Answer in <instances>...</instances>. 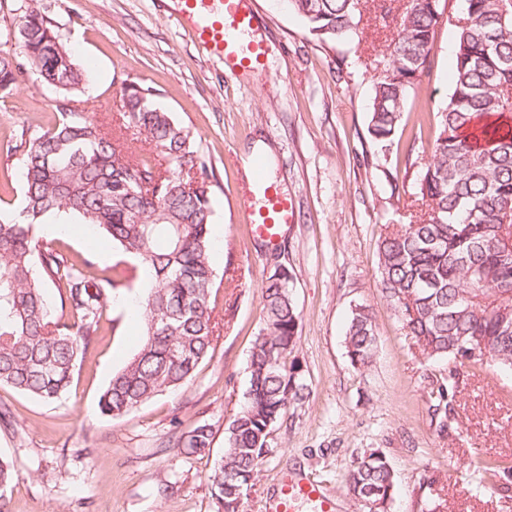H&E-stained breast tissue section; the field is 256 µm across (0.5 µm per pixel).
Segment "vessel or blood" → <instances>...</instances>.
<instances>
[{
	"mask_svg": "<svg viewBox=\"0 0 512 512\" xmlns=\"http://www.w3.org/2000/svg\"><path fill=\"white\" fill-rule=\"evenodd\" d=\"M184 31L209 57L226 68L252 69L260 65L267 48L257 36L259 25L253 0H169ZM255 191L265 201L263 209L245 213L256 235L267 246H277L282 232L294 217L292 200L282 196L264 175H257ZM315 503L317 512H334L332 501L317 485L298 473L283 477L280 495L269 512H293L296 501Z\"/></svg>",
	"mask_w": 512,
	"mask_h": 512,
	"instance_id": "obj_1",
	"label": "vessel or blood"
}]
</instances>
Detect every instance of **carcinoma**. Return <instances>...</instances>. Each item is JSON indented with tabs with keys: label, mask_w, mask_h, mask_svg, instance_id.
Segmentation results:
<instances>
[{
	"label": "carcinoma",
	"mask_w": 512,
	"mask_h": 512,
	"mask_svg": "<svg viewBox=\"0 0 512 512\" xmlns=\"http://www.w3.org/2000/svg\"><path fill=\"white\" fill-rule=\"evenodd\" d=\"M289 2L324 42L364 34L369 0ZM444 11L442 0H409L381 50L388 68L374 83L368 132L386 151L429 67ZM17 37L22 57L0 54V91L26 68L63 100L85 90V71L36 6L27 8ZM455 40L451 89L418 178L420 211L404 229L386 230L377 245L381 288L407 335L428 358L448 360V378L432 392L440 403L453 397L469 365L488 360L512 371V124L501 122L512 120V0H465ZM59 113L24 150L22 219L0 221V386L59 400L102 329L108 299L122 297V281L35 239L36 225L64 214L112 241V269L131 264L148 279L137 304L140 346L99 398L101 414L116 418L181 388L211 349L213 185L206 158L157 106L150 86L124 89L123 111L110 130L82 112ZM129 129L145 135L148 152H129ZM290 281L288 271L275 268L262 289L249 387L209 475L220 512H240L267 452L268 429L304 399L307 385L289 361L300 323ZM49 283L61 297L58 316L46 300ZM345 343L353 366L372 362L377 336L368 307L352 310ZM474 347L487 356L468 355ZM211 437L199 425L181 434L177 447L198 454ZM480 467L512 483V466L482 460ZM345 484L361 512H386L396 490L378 451L360 458Z\"/></svg>",
	"instance_id": "carcinoma-1"
}]
</instances>
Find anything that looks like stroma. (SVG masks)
Instances as JSON below:
<instances>
[{
  "mask_svg": "<svg viewBox=\"0 0 512 512\" xmlns=\"http://www.w3.org/2000/svg\"><path fill=\"white\" fill-rule=\"evenodd\" d=\"M37 4L92 77L75 96L78 110L111 121L131 83L152 86L158 105L197 144L213 172L210 253L218 287L216 331L208 356L188 384L129 415L99 414L98 398L134 353L140 325L130 298L145 280L137 273L121 302L108 303L104 328L77 366L67 394L45 403L0 386V404L15 415L0 423V458L13 463V483L0 490V512H215L208 480L224 454V436L249 386V358L263 325L262 288L280 252L293 277L301 321L290 355L308 387L273 429L243 512H267L283 476L317 481L337 512H360L343 476L372 450L396 477L388 512H421L434 495L449 512H512V486L474 498L468 485L491 483L480 459L512 465V372L483 364L465 369L453 403L456 422L441 424L430 392L448 374L444 360L425 358L402 327L379 285L377 244L387 225L406 224L405 202L417 189L435 134V114L450 90L453 18L448 0L418 97L404 107L390 150L368 133L374 61L394 30L367 17V40L326 43L311 34L288 0H257L268 47L255 77L233 76L188 38L162 0H0V52L21 54L9 38L29 4ZM58 92L32 72L0 93V218L24 204L22 142L59 118ZM271 151L266 177L294 202V221L277 249L257 240L243 213L250 205L244 165L256 144ZM67 257L92 256L111 269L110 241L91 230L46 237ZM372 312L378 336L371 365L354 368L344 336L351 309ZM210 425L209 448L193 456L175 434ZM167 485L158 497V485Z\"/></svg>",
  "mask_w": 512,
  "mask_h": 512,
  "instance_id": "35a3bbf8",
  "label": "stroma"
}]
</instances>
